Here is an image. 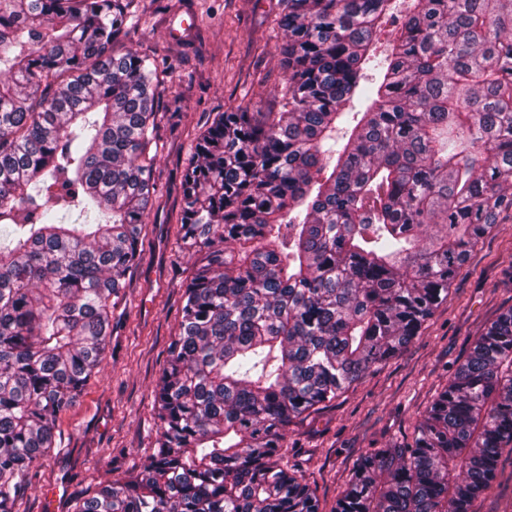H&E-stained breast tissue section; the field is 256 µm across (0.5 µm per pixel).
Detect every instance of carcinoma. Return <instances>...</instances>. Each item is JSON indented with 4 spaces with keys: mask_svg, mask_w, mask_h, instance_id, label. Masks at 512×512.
Segmentation results:
<instances>
[{
    "mask_svg": "<svg viewBox=\"0 0 512 512\" xmlns=\"http://www.w3.org/2000/svg\"><path fill=\"white\" fill-rule=\"evenodd\" d=\"M131 2L0 0V512L101 366L140 259L164 71L115 50ZM411 2L366 96L391 0H281L278 111L219 114L184 174L195 262L156 447L74 512H320L281 463L288 424L411 344L512 219V0ZM505 448L512 307L333 512H471Z\"/></svg>",
    "mask_w": 512,
    "mask_h": 512,
    "instance_id": "obj_1",
    "label": "carcinoma"
}]
</instances>
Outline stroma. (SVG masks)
Here are the masks:
<instances>
[{
    "label": "stroma",
    "instance_id": "obj_1",
    "mask_svg": "<svg viewBox=\"0 0 512 512\" xmlns=\"http://www.w3.org/2000/svg\"><path fill=\"white\" fill-rule=\"evenodd\" d=\"M119 50L169 66L160 88L162 114L154 177L144 217L141 258L112 311L101 369L58 419L56 448L31 468L32 485L14 512H47L43 492L56 488L54 512L122 480L152 453L160 421L154 389L177 333L181 284L191 265L180 249L182 180L198 135L221 112L245 106L277 110L286 80L280 67L279 0H134ZM512 220L495 225L471 253L414 342L371 371L336 401L294 420L283 461L333 512L363 453L412 443L415 428L475 336L512 306ZM473 512H512V454L504 453L494 490Z\"/></svg>",
    "mask_w": 512,
    "mask_h": 512
}]
</instances>
